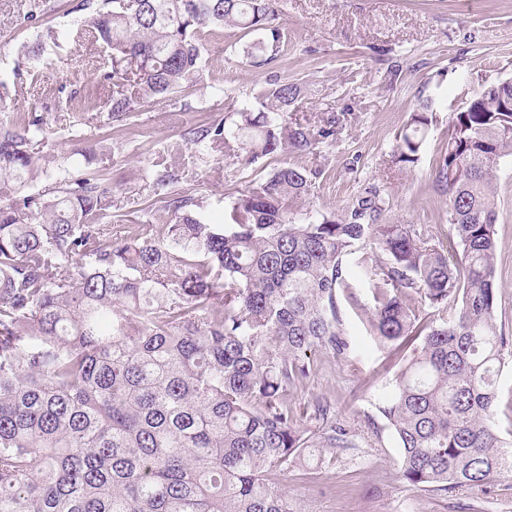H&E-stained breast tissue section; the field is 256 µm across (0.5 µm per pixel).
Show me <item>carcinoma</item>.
Instances as JSON below:
<instances>
[{
  "label": "carcinoma",
  "mask_w": 512,
  "mask_h": 512,
  "mask_svg": "<svg viewBox=\"0 0 512 512\" xmlns=\"http://www.w3.org/2000/svg\"><path fill=\"white\" fill-rule=\"evenodd\" d=\"M276 0H82L88 32L113 51L117 125L142 104L195 86L201 36L237 28L243 56L276 58L284 36ZM295 83L275 80L232 125L203 124L168 145L255 160L311 152L336 135L285 118ZM431 106L410 114L392 163L414 164ZM44 113L0 121V512H302L274 475L348 448L336 411L317 402L318 433L288 408L311 372L308 352L343 356L336 291L345 257L372 285L369 324L383 345L421 339L378 411L399 448L398 475L428 491L483 489L512 476V432L493 420L506 339L494 315L496 171L512 159V80L488 86L450 115L435 169L448 195L460 260L406 224L386 222L374 189L343 215L297 222L290 197L319 172L283 164L240 192L214 224L173 168L151 165L167 224L112 230L101 178L48 146ZM41 179L44 185L31 188ZM457 302L439 324L406 299Z\"/></svg>",
  "instance_id": "1"
}]
</instances>
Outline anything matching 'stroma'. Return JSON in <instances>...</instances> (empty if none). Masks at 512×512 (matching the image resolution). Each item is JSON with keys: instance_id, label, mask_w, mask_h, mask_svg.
<instances>
[{"instance_id": "35a3bbf8", "label": "stroma", "mask_w": 512, "mask_h": 512, "mask_svg": "<svg viewBox=\"0 0 512 512\" xmlns=\"http://www.w3.org/2000/svg\"><path fill=\"white\" fill-rule=\"evenodd\" d=\"M79 3L46 0L47 15L31 26L23 21L30 0H0V81L8 87L0 113H47L51 137L65 154L87 147L88 137L107 129V112L98 108L87 113L83 137L67 132L84 85L112 69L106 47L89 37L71 38ZM277 9L285 43L274 61L249 63L238 50L237 29L203 36V82L136 110L114 134L110 150L96 155L92 167L112 189L113 214L130 224L167 223L143 165L189 128L232 124L266 82L279 79L301 88L294 119L317 127L328 116L338 117L335 141L310 153L254 162L243 153L202 157L191 145L177 162L178 190L202 199L218 222L251 180L285 163L315 169L319 175L309 196L288 203L296 221L342 214L376 188L390 223L412 225L457 261L459 248L448 244V197L436 189L434 170L451 112L484 87L512 79V0H279ZM36 45L41 55L27 58ZM219 85L233 89L235 99L217 94ZM425 101L433 118L419 161L407 169L392 166L397 135ZM497 187L495 318L512 340V160L500 164ZM337 302L350 353L343 360L329 351L312 353V371L289 403L301 426L314 431L319 423L310 406L331 402L353 446L326 455L317 469L289 468V492L306 512H512V477L483 490L449 493L423 491L398 478L396 439L377 403L420 345L379 346L369 328L374 301L366 280L350 278L348 288L338 289Z\"/></svg>"}]
</instances>
